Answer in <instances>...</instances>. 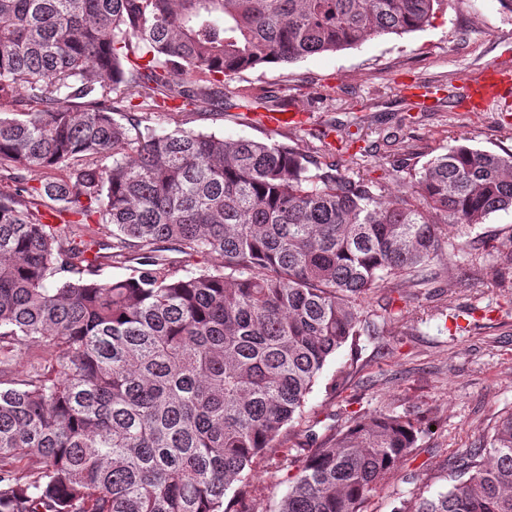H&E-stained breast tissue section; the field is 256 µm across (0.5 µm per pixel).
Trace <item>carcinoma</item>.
Listing matches in <instances>:
<instances>
[{
  "label": "carcinoma",
  "mask_w": 512,
  "mask_h": 512,
  "mask_svg": "<svg viewBox=\"0 0 512 512\" xmlns=\"http://www.w3.org/2000/svg\"><path fill=\"white\" fill-rule=\"evenodd\" d=\"M439 2L0 0V512H240L272 448L295 469L278 512H363L417 421L364 415L302 456L284 435L380 281L416 287L444 227L512 210V154L456 144L385 197L145 108L266 109L224 77L421 29ZM169 249L222 264L179 276ZM114 259L126 277L92 279ZM448 468L416 512H512V414Z\"/></svg>",
  "instance_id": "obj_1"
}]
</instances>
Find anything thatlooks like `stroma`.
<instances>
[{"instance_id": "stroma-1", "label": "stroma", "mask_w": 512, "mask_h": 512, "mask_svg": "<svg viewBox=\"0 0 512 512\" xmlns=\"http://www.w3.org/2000/svg\"><path fill=\"white\" fill-rule=\"evenodd\" d=\"M490 64L512 69V18L497 0H441L423 29L373 37L356 47L269 63L225 78L226 90L257 96L279 91L305 126L270 129L249 112L234 109L223 119H201L153 108L159 130L185 127L219 136L283 141L312 153L328 131L336 158L351 177L366 176L383 190L396 189L391 161L420 170L455 139L498 154L512 153V91L470 110L454 99L432 112L409 114L404 84L418 81L460 88ZM366 123H358V116ZM398 144L383 143L386 129ZM378 148L359 156L358 138ZM443 257L419 275L415 288L385 280L361 302L368 331L348 341L325 365L308 395L302 417L287 434L292 448L306 447L304 432L329 435L364 414L406 416L423 428L398 474L371 497L364 512H395L401 501L447 491L452 450L486 443L497 422L512 414V212L492 214L470 228H447ZM413 481H404V474ZM288 467L267 453L246 487L256 512H277L288 491Z\"/></svg>"}]
</instances>
